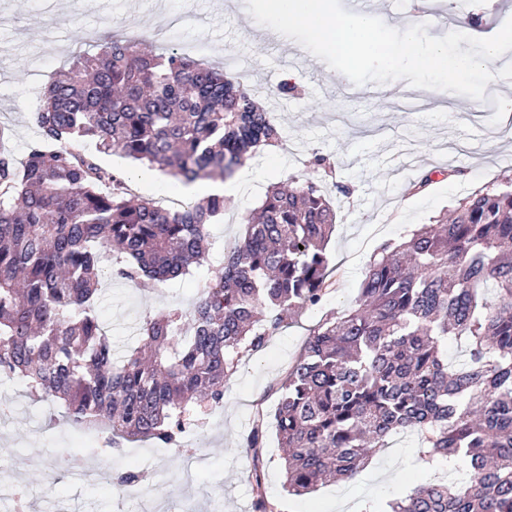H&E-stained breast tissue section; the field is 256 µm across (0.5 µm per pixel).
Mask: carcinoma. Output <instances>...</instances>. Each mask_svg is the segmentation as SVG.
<instances>
[{
  "mask_svg": "<svg viewBox=\"0 0 512 512\" xmlns=\"http://www.w3.org/2000/svg\"><path fill=\"white\" fill-rule=\"evenodd\" d=\"M36 123L23 165L0 150V374L114 447L173 445L188 407L224 403L242 354L326 300L334 205L308 178L270 186L191 310L147 313L141 345L118 361L100 282H164L207 264L224 196L135 202L83 143L187 186L230 178L283 129L219 67L119 38L56 74ZM114 251L121 265L106 271ZM450 341L465 345L457 364ZM274 420L292 496L355 479L373 449L411 430L421 456L465 464L468 480L421 483L387 512H512V178L377 248L355 304L310 329ZM264 437L258 421L244 447Z\"/></svg>",
  "mask_w": 512,
  "mask_h": 512,
  "instance_id": "carcinoma-1",
  "label": "carcinoma"
}]
</instances>
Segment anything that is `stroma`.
Masks as SVG:
<instances>
[{
	"mask_svg": "<svg viewBox=\"0 0 512 512\" xmlns=\"http://www.w3.org/2000/svg\"><path fill=\"white\" fill-rule=\"evenodd\" d=\"M169 12L192 15L195 23L172 39H157L155 32ZM112 33L137 36L148 52L169 51L183 41L196 44V57L216 63L225 52L237 55L249 85L264 89L259 103L278 112L284 139L275 152L250 160L254 177L212 225L215 244L240 240L246 214L261 203L268 186L302 174L320 182L336 207L328 250L337 271L324 304L299 311L261 352L243 356L224 384L223 406L198 407L177 446L128 443L106 455L103 468L146 473L149 500L139 512H252L250 470L255 465L274 512H365L367 506L409 492L415 477L447 479V465L421 459L418 435L407 433L373 453V469L298 499L283 488L274 434H267L256 462L243 437L255 420L271 417L278 388L310 329L326 314L354 303L366 264L383 242L432 223L460 198L512 177V139L498 136L501 116L492 106L495 95L512 96V79L488 83L481 100L414 87L405 96L385 94L373 82L357 86L337 78L306 51L289 65L297 42L258 24L246 0H0V127L9 130L0 147L24 159L38 138L33 114L46 83L68 68L77 53L92 50L96 39ZM286 73L294 79L296 94L277 92ZM316 152L334 163L333 177L322 178L313 169L310 160ZM99 159L130 181L136 196L162 204L174 198L173 180L162 171L118 155L103 153ZM431 168L439 171L435 182L415 191L422 172ZM342 185L351 188V195L339 193ZM208 274L207 267H198L150 288L104 279L97 310L115 355L136 345L146 311L188 309ZM0 400L10 406L8 416L0 418V461L25 451L36 459L32 466L0 470V483L29 487L28 512H126L127 503L113 491L77 484L64 475L65 450L103 447V436L57 417L55 408L36 400L20 380H0Z\"/></svg>",
	"mask_w": 512,
	"mask_h": 512,
	"instance_id": "obj_1",
	"label": "stroma"
}]
</instances>
